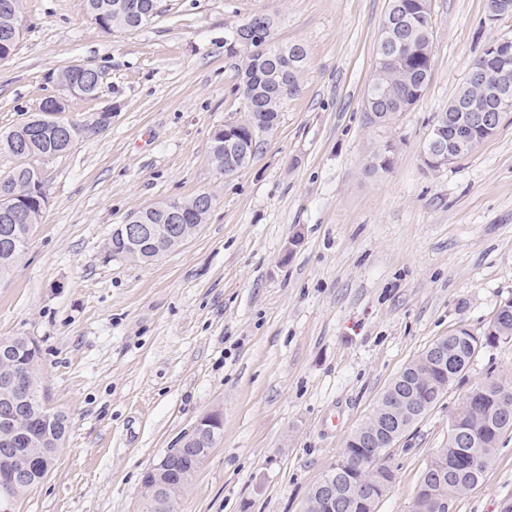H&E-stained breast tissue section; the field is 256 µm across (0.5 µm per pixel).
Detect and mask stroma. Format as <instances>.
I'll use <instances>...</instances> for the list:
<instances>
[{
  "label": "stroma",
  "instance_id": "obj_1",
  "mask_svg": "<svg viewBox=\"0 0 512 512\" xmlns=\"http://www.w3.org/2000/svg\"><path fill=\"white\" fill-rule=\"evenodd\" d=\"M137 30L105 31L86 0H22V35L0 62V130L75 63L102 73L67 118L112 106V124L40 161L49 204L0 280V336H29L69 430L46 479L13 512H142L145 471L207 412L222 434L175 512H303L306 496L401 369L457 327L480 331L512 298V111L471 155L437 172L421 148L436 115L512 14L486 0H431L428 88L391 124L364 95L388 0H162ZM256 13L307 50L301 90L232 176L210 165L213 131L244 120L224 43ZM392 147L388 169L369 167ZM200 192L214 205L178 249L111 256L131 212ZM512 382V340L470 367L391 449L379 512H409L420 475L464 397ZM456 512H512V435Z\"/></svg>",
  "mask_w": 512,
  "mask_h": 512
}]
</instances>
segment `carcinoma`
<instances>
[{
	"label": "carcinoma",
	"mask_w": 512,
	"mask_h": 512,
	"mask_svg": "<svg viewBox=\"0 0 512 512\" xmlns=\"http://www.w3.org/2000/svg\"><path fill=\"white\" fill-rule=\"evenodd\" d=\"M91 18L100 22L103 29L114 28L136 30L161 13V0H86ZM21 0H0V32L12 27L14 15L20 13ZM140 5L134 12L129 4ZM418 0H389L388 13L383 22L396 21L406 28L407 45L395 57L388 46L380 43L376 47L375 73L368 86L364 100L366 113L376 117V124L390 123L400 112L411 109L424 95L431 72L433 38L430 28L433 21L423 26L416 19ZM266 41L280 53L273 59L255 54L246 43H224L227 54L241 59V90L245 102L253 103L260 112H281L283 101L296 94L300 78L307 63V52L300 43L282 44L275 37V22L261 28L248 30V40ZM494 60L486 53L473 63L468 77L448 102V111L459 112L466 104H486L493 106L495 99L484 84L473 79L477 73L489 74ZM67 81L81 92L83 97H94L100 86L87 83L80 75L70 74ZM442 138L457 143L455 152L462 159L472 154L483 142L484 136L473 129L460 136L448 123H442ZM26 130L19 124L0 132V156L19 160L4 179V183L24 191L35 179L31 162L20 161L16 146L27 145V156L47 159L70 151L74 144L56 138L51 131L43 137L24 141ZM183 210L192 220L205 223L214 204V198L207 193L181 199ZM3 203L0 202V239L11 234L20 243V250L0 247V278L8 276L24 254L29 234L27 226L10 224L5 221ZM512 339V299L499 306L493 320L479 333L467 329H457L448 334V363L433 367L421 373L408 368L389 383L384 393L396 392L411 403H425L424 410L398 415V435H403L418 423L430 408L447 392L448 387L470 365L475 354L482 348L493 347L502 340ZM0 346L10 349L11 357L0 366L26 359L24 341L20 336H1ZM41 404L27 406L23 413L25 426L34 435L54 432L66 434L65 415L54 412L50 421L41 415ZM512 434V385L499 380H488L472 390L464 399L448 424V438L441 454L431 460L424 469L414 495L410 512H429V498L443 502L440 512H455L456 503L485 477L493 462L502 439ZM389 448H362L355 435H350L338 459L345 461V468L336 472V501L345 500L350 482L364 480L376 487V494L391 490L394 474L386 460Z\"/></svg>",
	"instance_id": "1"
}]
</instances>
